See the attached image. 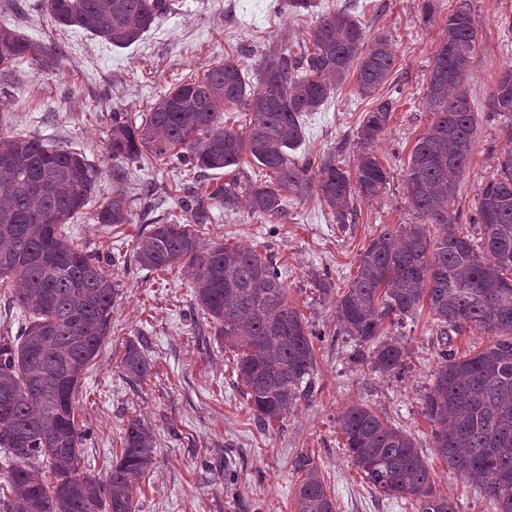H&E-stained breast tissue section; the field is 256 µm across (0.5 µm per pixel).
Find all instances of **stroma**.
<instances>
[{"label":"stroma","instance_id":"1","mask_svg":"<svg viewBox=\"0 0 512 512\" xmlns=\"http://www.w3.org/2000/svg\"><path fill=\"white\" fill-rule=\"evenodd\" d=\"M356 6L370 35L386 36L396 55L394 70L378 97L392 100L387 129L373 150L388 171L380 198L358 200L352 224L333 221L317 196L287 203L277 223L240 207L212 204L213 223L201 225L206 245L248 247L271 255L285 270L288 298L311 329L315 368L312 392L288 418L260 427L231 371L233 354L217 340L213 323L194 301L191 276H166L142 268L135 257L138 234L152 222L182 213L171 187L183 169L141 160L127 162L131 221L107 228L95 214L112 193L107 140L113 113L141 123L160 95L184 79H196L225 59L254 67L273 43L308 35L311 19L278 8L277 0H172L170 12L135 44L112 47L77 27L56 25L44 0H0V23L29 41L56 49L60 66L45 70L26 61L0 82V132L40 136L82 152L98 171L91 203L69 222L71 239L83 251L122 269L112 308V327L76 395L79 427L86 439L81 473L106 478L113 449L128 420L138 417L156 439V462L135 495L141 512H294L301 480L294 469L306 455L318 466L338 512H418L416 501L394 502L363 483L341 447L338 417L354 403L370 406L415 437L435 479L436 493L456 512H492L481 487L450 473L432 446V426L423 413L434 382L440 348L427 314L388 330L407 348V370L383 375L369 363L349 359L351 340L336 318V294L357 273V258L385 224L410 226L417 218L403 194L411 151L430 117L422 105L442 25L456 0H325ZM478 26L477 49L467 80L475 113V151L456 181L458 222L480 239L470 217L493 176L497 158L512 142L507 123L488 120L486 104L504 69L512 67V0H470ZM376 99L361 97L348 79L319 112L305 119L303 151H340L342 168L353 170L358 129ZM151 187L155 199L139 195ZM330 281L332 293L318 284ZM141 344L154 363L150 377L127 379L121 358L129 342Z\"/></svg>","mask_w":512,"mask_h":512}]
</instances>
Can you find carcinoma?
Masks as SVG:
<instances>
[{"instance_id": "cac0c4a2", "label": "carcinoma", "mask_w": 512, "mask_h": 512, "mask_svg": "<svg viewBox=\"0 0 512 512\" xmlns=\"http://www.w3.org/2000/svg\"><path fill=\"white\" fill-rule=\"evenodd\" d=\"M295 14L313 16L309 42L276 46L254 74L230 59L164 93L140 125L112 118L109 149L112 195L98 205L97 223L128 224L131 203L122 185L124 160L167 159L194 174L171 191L194 223L150 224L136 241V259L152 271H188L194 297L212 318L216 336L235 352L233 371L247 389L263 426L286 419L312 389L318 334L288 302L282 271L269 256L244 247L200 243L197 224L211 223L205 203L234 210L245 198L251 213L283 216L286 197L316 194L336 223L355 220L354 201L380 197L389 176L369 146L392 112L389 99L366 114L358 131L355 175L334 153H294L305 139L304 117L318 111L356 69L358 92L375 96L394 69L387 38L368 40L350 9L318 11L317 0H285ZM55 23L79 27L117 48L141 39L171 10V0H45ZM477 46L466 0L444 24L429 71L424 109L430 125L413 147L404 179L419 223L383 225L359 257L356 276L336 296L343 333L355 358H371L381 374L405 367V346L386 340L387 327L423 308L440 335L477 330L494 335L486 347L459 354L442 342L440 365L424 399L433 448L448 469L483 485L495 512H512V146L498 157L472 223L481 243L460 234L451 215L453 180L464 172L475 142V115L463 89ZM29 58L51 68L57 58L0 24V75ZM242 105L248 131L225 126L224 110ZM493 117L512 120V69L487 104ZM246 159L261 180L234 177L215 186L207 170ZM97 172L82 153L43 138L0 134V281L29 312L19 336L0 340V451L19 462L0 486L5 512H136L139 481L154 462L148 426L132 418L106 478L80 474L85 439L74 403L82 379L110 332L118 294L117 268L75 247L67 223L94 195ZM139 381L154 364L130 343L121 361ZM344 448L367 484L383 496L419 500L420 512H455L434 490V477L415 438L364 404L339 419ZM47 465L52 483L29 465ZM295 512H336V500L313 460L301 455Z\"/></svg>"}]
</instances>
